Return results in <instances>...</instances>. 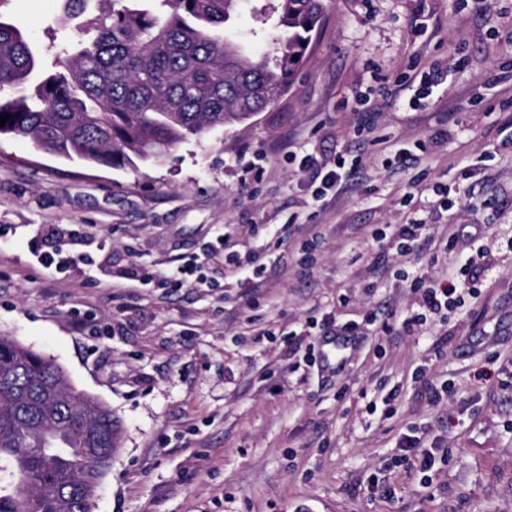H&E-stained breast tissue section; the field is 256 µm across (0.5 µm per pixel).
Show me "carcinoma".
I'll return each mask as SVG.
<instances>
[{
	"label": "carcinoma",
	"instance_id": "carcinoma-1",
	"mask_svg": "<svg viewBox=\"0 0 512 512\" xmlns=\"http://www.w3.org/2000/svg\"><path fill=\"white\" fill-rule=\"evenodd\" d=\"M99 0L46 68L13 19L0 20V136L112 167L161 162L179 143L243 123L295 79L325 0H276L273 59L253 60L233 28L251 0ZM112 410L78 393L51 360L0 336V512H91L83 481L116 451Z\"/></svg>",
	"mask_w": 512,
	"mask_h": 512
}]
</instances>
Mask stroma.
<instances>
[{
	"label": "stroma",
	"instance_id": "1",
	"mask_svg": "<svg viewBox=\"0 0 512 512\" xmlns=\"http://www.w3.org/2000/svg\"><path fill=\"white\" fill-rule=\"evenodd\" d=\"M295 84L250 120L178 145L138 168L69 161L0 138V336L52 358L122 425L93 512H512V0H326ZM58 0H0L45 54L63 36ZM278 17L244 8L245 50L271 53ZM451 74L425 105L408 98L433 66ZM423 143L414 167L382 168ZM359 160L313 207L291 152ZM475 166L470 179L463 167ZM449 189L437 196L435 186ZM413 200H406V193ZM481 224L449 261L483 252L473 312L428 332L402 321L418 272L441 265L380 248L372 229ZM87 238V263L52 274L32 255L44 225ZM301 225L292 235L289 225ZM239 254L262 249L261 288L230 272L218 287L163 293L125 270L166 271L209 256L216 231ZM313 266L297 262L302 240ZM377 313L339 372L303 361L306 319ZM449 386L432 401L429 388ZM397 390L392 415L370 401ZM448 449L430 487L390 467L408 429ZM397 499L370 494L371 475Z\"/></svg>",
	"mask_w": 512,
	"mask_h": 512
}]
</instances>
